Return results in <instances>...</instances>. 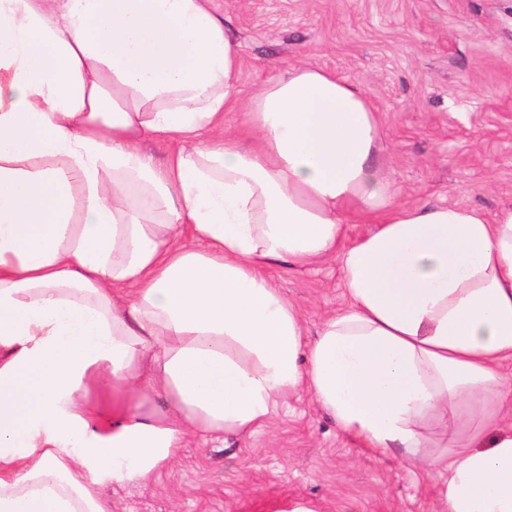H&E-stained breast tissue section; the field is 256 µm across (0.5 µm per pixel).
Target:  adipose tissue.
Returning a JSON list of instances; mask_svg holds the SVG:
<instances>
[{
	"mask_svg": "<svg viewBox=\"0 0 512 512\" xmlns=\"http://www.w3.org/2000/svg\"><path fill=\"white\" fill-rule=\"evenodd\" d=\"M240 70L210 0H0V512H112L104 482L301 391L444 512H512V207L400 202L358 85L299 65L245 100ZM353 214L377 229L347 247ZM331 257L349 303L311 333L268 270Z\"/></svg>",
	"mask_w": 512,
	"mask_h": 512,
	"instance_id": "ef3b65f1",
	"label": "adipose tissue"
}]
</instances>
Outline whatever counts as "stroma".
Instances as JSON below:
<instances>
[{
	"instance_id": "obj_1",
	"label": "stroma",
	"mask_w": 512,
	"mask_h": 512,
	"mask_svg": "<svg viewBox=\"0 0 512 512\" xmlns=\"http://www.w3.org/2000/svg\"><path fill=\"white\" fill-rule=\"evenodd\" d=\"M250 95L310 64L356 82L378 110L375 161L405 203L512 205V0H211ZM269 276L308 330L349 302L336 259ZM115 512H443L435 476L342 431L309 393L252 435L190 433L146 482L108 484Z\"/></svg>"
}]
</instances>
